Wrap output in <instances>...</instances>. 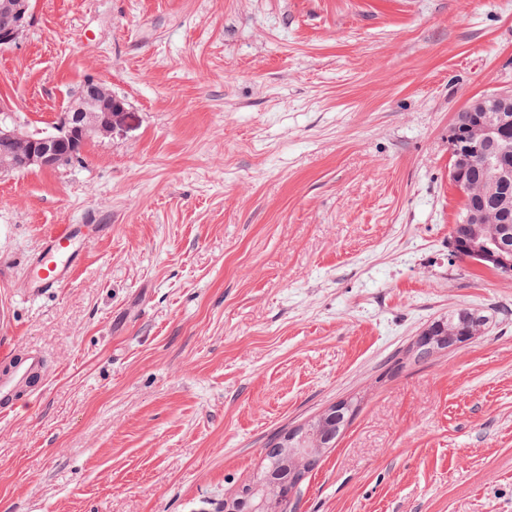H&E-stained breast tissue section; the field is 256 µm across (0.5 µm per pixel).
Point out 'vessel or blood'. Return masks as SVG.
Listing matches in <instances>:
<instances>
[{"mask_svg": "<svg viewBox=\"0 0 512 512\" xmlns=\"http://www.w3.org/2000/svg\"><path fill=\"white\" fill-rule=\"evenodd\" d=\"M105 230L101 224H59L42 240L29 259L26 294L39 297L67 284L83 265L91 239ZM44 358L31 348L18 349L9 360L8 372L0 374V413L13 411L20 391L34 389L44 376Z\"/></svg>", "mask_w": 512, "mask_h": 512, "instance_id": "obj_1", "label": "vessel or blood"}]
</instances>
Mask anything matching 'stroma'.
I'll return each instance as SVG.
<instances>
[{"mask_svg":"<svg viewBox=\"0 0 512 512\" xmlns=\"http://www.w3.org/2000/svg\"><path fill=\"white\" fill-rule=\"evenodd\" d=\"M0 98L86 79L127 120L71 169L0 176V512H225L269 439L356 411L295 512H512V280L454 257L448 136L512 88V0H33ZM58 224H105L29 298ZM484 333L402 365L457 307ZM9 370L0 374V413L13 411L21 390H36L35 382L44 376V358L31 348H19L9 359Z\"/></svg>","mask_w":512,"mask_h":512,"instance_id":"obj_1","label":"stroma"}]
</instances>
